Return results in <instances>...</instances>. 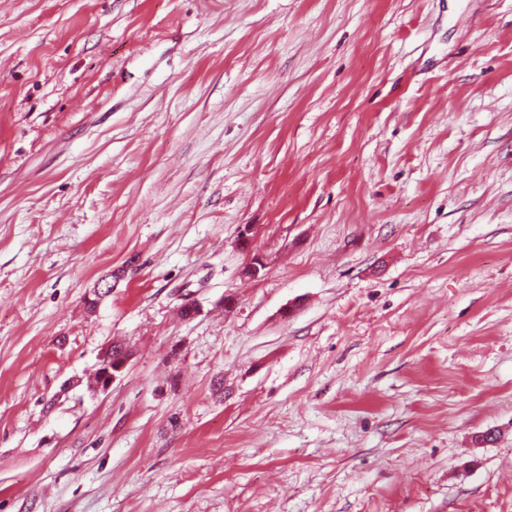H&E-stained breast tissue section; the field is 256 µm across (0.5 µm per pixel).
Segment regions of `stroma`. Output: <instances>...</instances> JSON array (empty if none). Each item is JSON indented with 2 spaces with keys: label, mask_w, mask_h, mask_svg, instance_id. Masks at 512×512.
I'll return each instance as SVG.
<instances>
[{
  "label": "stroma",
  "mask_w": 512,
  "mask_h": 512,
  "mask_svg": "<svg viewBox=\"0 0 512 512\" xmlns=\"http://www.w3.org/2000/svg\"><path fill=\"white\" fill-rule=\"evenodd\" d=\"M0 512H512V0H0ZM125 352H127V349L122 344L115 343L112 344V352L107 348L99 355L97 362V367L100 369L99 382L92 385L90 389L92 393L100 394L107 392L117 377L124 372L129 356L123 357L119 362H113L112 358L118 360Z\"/></svg>",
  "instance_id": "1"
}]
</instances>
